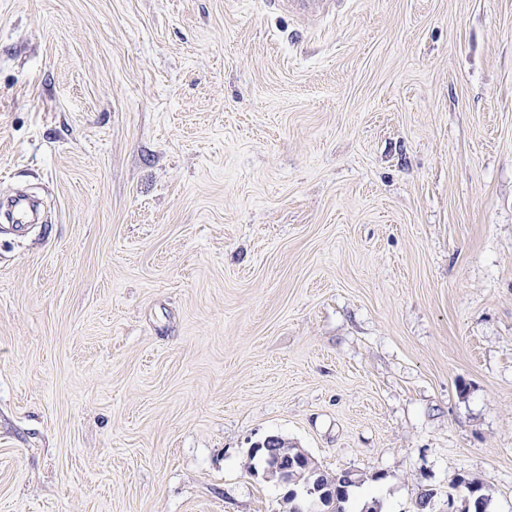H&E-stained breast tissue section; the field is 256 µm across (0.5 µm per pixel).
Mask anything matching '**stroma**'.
I'll list each match as a JSON object with an SVG mask.
<instances>
[{"label": "stroma", "instance_id": "stroma-1", "mask_svg": "<svg viewBox=\"0 0 512 512\" xmlns=\"http://www.w3.org/2000/svg\"><path fill=\"white\" fill-rule=\"evenodd\" d=\"M0 512H512V0H0ZM341 0H267V5L275 10L306 15L315 14L327 17L336 12V4ZM278 438L274 436H269L264 443L259 446L262 448H256V451H262V458L264 460V469L267 473L277 476L279 482L288 487V494H286V500L289 503H294L292 507V512H299L304 507L302 506L301 501L299 500V496L303 497V491L306 486V480L311 479L309 477V472L307 471H316L315 468L311 465V459L301 452V456L299 455V451H296V448H290L288 444L280 438V453L286 457H296L295 460H289L285 457L278 454L276 448L278 446ZM296 451V452H295ZM305 469L307 471L301 470ZM298 470H301V476L298 478L297 482L292 483V476ZM293 485L296 488H290V485ZM293 491V493L290 491ZM300 491V494H299ZM316 469L320 470L318 467ZM321 473L324 480L331 483V487L335 492V495L330 498L323 512H349L346 510V504L349 502L350 490L352 487H358L361 484L360 481H357L350 472L336 475L325 474L323 471ZM457 486L464 489L459 512H486L488 498L483 493V482L478 478H459Z\"/></svg>", "mask_w": 512, "mask_h": 512}]
</instances>
